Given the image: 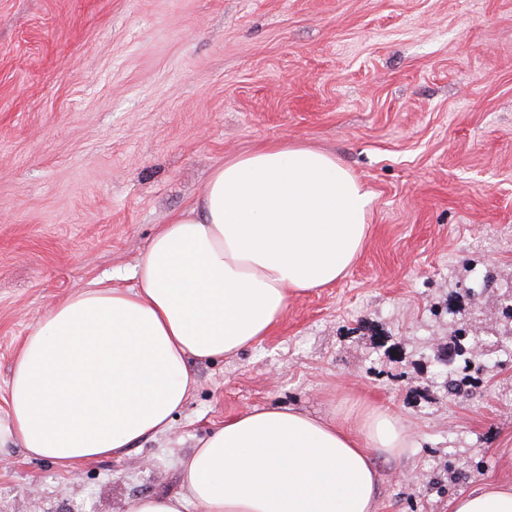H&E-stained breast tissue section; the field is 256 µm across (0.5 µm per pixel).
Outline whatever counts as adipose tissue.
Returning a JSON list of instances; mask_svg holds the SVG:
<instances>
[{"label":"adipose tissue","instance_id":"ef3b65f1","mask_svg":"<svg viewBox=\"0 0 512 512\" xmlns=\"http://www.w3.org/2000/svg\"><path fill=\"white\" fill-rule=\"evenodd\" d=\"M372 203L335 157L268 143L230 158L173 215L135 269L56 304L28 336L0 407V454L69 469L164 433L195 379L189 360L253 346L292 293L340 278ZM407 445L374 411L356 425L278 406L213 431L182 464L187 497L146 496L131 512H375L376 459ZM452 512H512V488L481 485Z\"/></svg>","mask_w":512,"mask_h":512}]
</instances>
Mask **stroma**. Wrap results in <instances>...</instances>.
Returning a JSON list of instances; mask_svg holds the SVG:
<instances>
[{"mask_svg": "<svg viewBox=\"0 0 512 512\" xmlns=\"http://www.w3.org/2000/svg\"><path fill=\"white\" fill-rule=\"evenodd\" d=\"M268 142L328 152L372 192L346 275L290 297L252 348L191 362L156 439L73 469L0 456V512L186 495L211 430L277 405L400 420L376 512L512 484V0H0V403L51 307L132 285L211 172ZM461 328L476 364L449 370L436 354Z\"/></svg>", "mask_w": 512, "mask_h": 512, "instance_id": "1", "label": "stroma"}]
</instances>
